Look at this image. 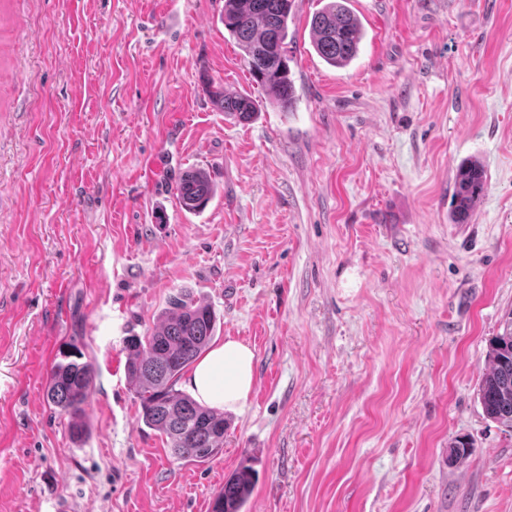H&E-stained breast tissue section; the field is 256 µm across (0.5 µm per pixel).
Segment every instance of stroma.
Returning <instances> with one entry per match:
<instances>
[{"label": "stroma", "mask_w": 512, "mask_h": 512, "mask_svg": "<svg viewBox=\"0 0 512 512\" xmlns=\"http://www.w3.org/2000/svg\"><path fill=\"white\" fill-rule=\"evenodd\" d=\"M350 5L365 39L337 69L296 0L284 112L224 0H0V512H209L246 456L242 512H512V434L477 397L512 307V0ZM466 158L484 192L456 224ZM190 168L214 186L196 213ZM181 289L254 353L205 463L140 421L126 374ZM74 338L96 373L79 441L45 398ZM214 96L219 100L224 112L240 122H248L256 112V101L249 94L229 96L216 88ZM176 198L188 212L202 209L213 195L214 187L202 170H186L175 187Z\"/></svg>", "instance_id": "1"}]
</instances>
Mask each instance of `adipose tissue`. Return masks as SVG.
<instances>
[{
	"mask_svg": "<svg viewBox=\"0 0 512 512\" xmlns=\"http://www.w3.org/2000/svg\"><path fill=\"white\" fill-rule=\"evenodd\" d=\"M254 353L228 340L209 350L184 379V385L205 405L230 408L244 403L253 385Z\"/></svg>",
	"mask_w": 512,
	"mask_h": 512,
	"instance_id": "adipose-tissue-1",
	"label": "adipose tissue"
}]
</instances>
